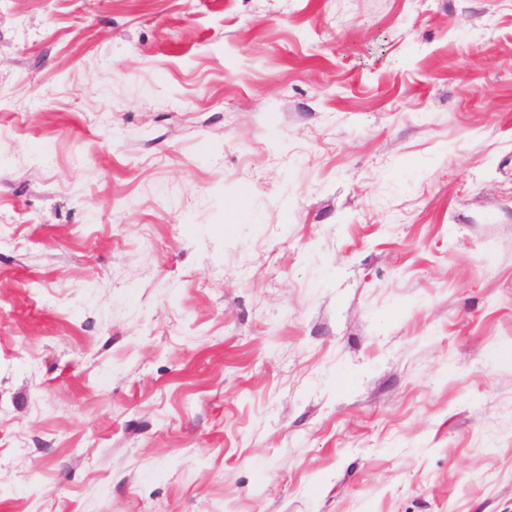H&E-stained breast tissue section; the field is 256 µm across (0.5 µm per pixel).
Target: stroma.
Masks as SVG:
<instances>
[{
    "mask_svg": "<svg viewBox=\"0 0 512 512\" xmlns=\"http://www.w3.org/2000/svg\"><path fill=\"white\" fill-rule=\"evenodd\" d=\"M0 512H512V0H0Z\"/></svg>",
    "mask_w": 512,
    "mask_h": 512,
    "instance_id": "1",
    "label": "stroma"
}]
</instances>
